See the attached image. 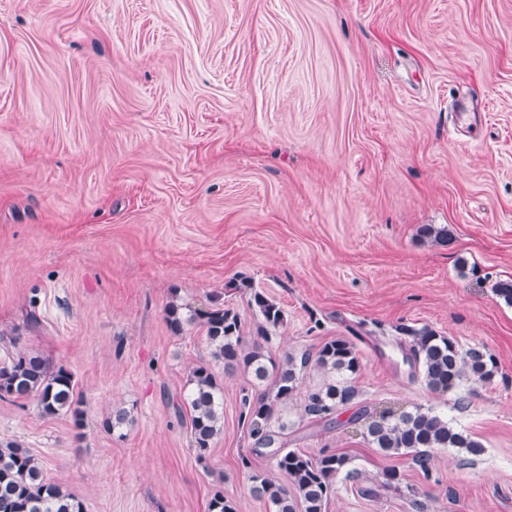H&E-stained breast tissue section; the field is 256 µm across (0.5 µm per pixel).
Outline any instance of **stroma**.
Segmentation results:
<instances>
[{"instance_id": "obj_1", "label": "stroma", "mask_w": 512, "mask_h": 512, "mask_svg": "<svg viewBox=\"0 0 512 512\" xmlns=\"http://www.w3.org/2000/svg\"><path fill=\"white\" fill-rule=\"evenodd\" d=\"M447 228L443 245L417 230ZM512 0H0V331L74 377L82 428L35 398L0 399V441L44 463L85 512H270L273 475L223 375L224 431L198 460L176 406L209 361L173 335L171 298L220 296L244 340L262 290L284 309L273 355L350 342L356 404L305 416L287 445L346 455L326 512H512ZM37 323H30V316ZM430 326L499 373L439 395L396 346ZM431 407L478 439L433 450L430 473L344 422ZM134 422L118 434L113 408ZM403 489L368 497L383 470Z\"/></svg>"}]
</instances>
